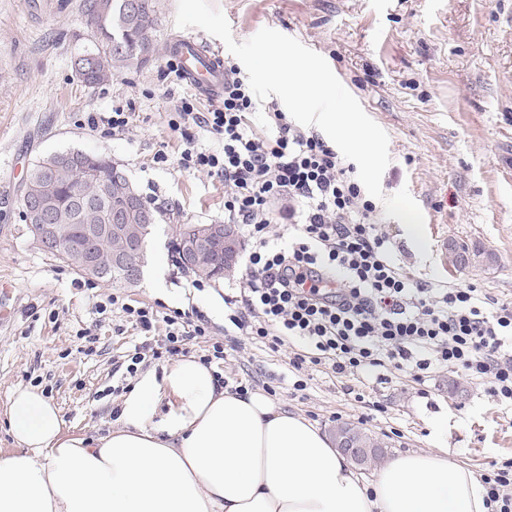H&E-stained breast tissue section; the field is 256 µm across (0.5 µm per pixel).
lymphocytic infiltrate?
<instances>
[{"label":"lymphocytic infiltrate","mask_w":512,"mask_h":512,"mask_svg":"<svg viewBox=\"0 0 512 512\" xmlns=\"http://www.w3.org/2000/svg\"><path fill=\"white\" fill-rule=\"evenodd\" d=\"M257 101L233 65L224 69V96L206 112L181 99L169 126L194 124L216 135L221 150L187 145L183 168L224 181V216L246 229L247 278L229 298L233 332L250 343L279 350L303 342L289 363L297 372L323 367L339 378L359 379L376 368L412 369L414 381L434 367H458L480 381L502 407H512V302L481 295L474 286L435 288L400 273L389 257V239L375 220L376 205L354 177V165L315 131L267 107L270 133L255 132ZM288 200L287 248L269 235L271 208ZM166 334L137 347L127 366L136 373L145 358L187 354L206 338L189 313L164 316ZM488 512H512V458L479 473Z\"/></svg>","instance_id":"1"}]
</instances>
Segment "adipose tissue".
I'll use <instances>...</instances> for the list:
<instances>
[{
  "label": "adipose tissue",
  "mask_w": 512,
  "mask_h": 512,
  "mask_svg": "<svg viewBox=\"0 0 512 512\" xmlns=\"http://www.w3.org/2000/svg\"><path fill=\"white\" fill-rule=\"evenodd\" d=\"M7 405L0 512H487L482 483L443 450L363 480L321 429L192 357L141 373L95 438L70 432L38 387Z\"/></svg>",
  "instance_id": "1"
}]
</instances>
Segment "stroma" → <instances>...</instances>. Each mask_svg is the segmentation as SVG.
<instances>
[{
  "instance_id": "35a3bbf8",
  "label": "stroma",
  "mask_w": 512,
  "mask_h": 512,
  "mask_svg": "<svg viewBox=\"0 0 512 512\" xmlns=\"http://www.w3.org/2000/svg\"><path fill=\"white\" fill-rule=\"evenodd\" d=\"M158 37L149 62L122 69L97 86L82 83L75 59L92 49L94 28L83 0H0V452L14 451L4 414L10 390L41 387L72 432L97 436L115 422L130 386L128 356L156 343L164 323L144 333L127 322L124 306L165 315L196 311L209 342L190 344L207 355L224 339L225 296L243 286L245 261L231 276L205 281L167 261L162 287L149 274L146 248L134 284L95 279L39 249L23 218L22 198L32 166L58 151L103 154L123 168L154 211L151 236L171 251L179 224L224 221V182L182 169L185 138L217 150L212 134L188 125L171 131L169 114L193 90L172 72V46L192 37L237 59L208 33L174 24L177 0H155ZM228 19L235 42L269 27L321 54L344 87L389 136L385 195L408 188L425 217L431 242L421 257L404 226L378 213L391 258L408 276L453 288L474 285L489 297L512 300V0H212ZM129 115L123 131L89 116ZM166 161H157L158 153ZM478 250L465 267L446 261V244ZM213 367L229 386L270 385L288 412L323 432L353 423L383 441L387 457L447 449L471 470L512 456V412L462 371L435 367L422 382L381 368L344 391V379L310 370L304 397L293 394L287 349L245 345ZM380 410H373V403ZM448 425L434 439L436 421Z\"/></svg>"
}]
</instances>
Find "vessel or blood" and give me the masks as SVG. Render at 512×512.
<instances>
[{"instance_id":"vessel-or-blood-1","label":"vessel or blood","mask_w":512,"mask_h":512,"mask_svg":"<svg viewBox=\"0 0 512 512\" xmlns=\"http://www.w3.org/2000/svg\"><path fill=\"white\" fill-rule=\"evenodd\" d=\"M181 75L201 96L219 99L224 92V63L220 54L193 39L182 41L173 51Z\"/></svg>"}]
</instances>
